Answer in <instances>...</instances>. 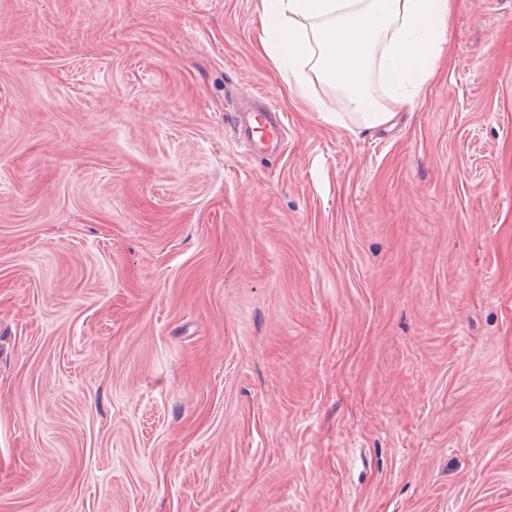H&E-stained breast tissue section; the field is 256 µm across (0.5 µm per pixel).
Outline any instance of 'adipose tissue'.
<instances>
[{
  "mask_svg": "<svg viewBox=\"0 0 512 512\" xmlns=\"http://www.w3.org/2000/svg\"><path fill=\"white\" fill-rule=\"evenodd\" d=\"M455 0H260V44L275 70L289 73L287 94L306 100L330 124L335 113L311 89L329 85L354 110L359 127L392 124L411 107L449 54ZM380 85L383 97L371 87Z\"/></svg>",
  "mask_w": 512,
  "mask_h": 512,
  "instance_id": "1",
  "label": "adipose tissue"
}]
</instances>
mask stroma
I'll return each mask as SVG.
<instances>
[{"label":"stroma","instance_id":"35a3bbf8","mask_svg":"<svg viewBox=\"0 0 512 512\" xmlns=\"http://www.w3.org/2000/svg\"><path fill=\"white\" fill-rule=\"evenodd\" d=\"M258 7L0 0V512H512V0L360 132ZM230 117L233 128L241 127L249 139L241 141V145L246 151L255 147V144L250 140L254 137L255 133H261L258 143L263 145L265 143H277L281 138V132L284 129V122L280 110L277 105L262 97L258 101L257 106L252 112H248L245 119L243 115H238L236 112H230ZM257 124V126H254Z\"/></svg>","mask_w":512,"mask_h":512}]
</instances>
